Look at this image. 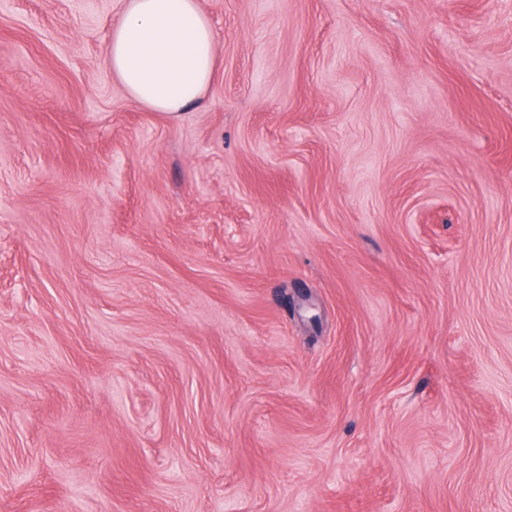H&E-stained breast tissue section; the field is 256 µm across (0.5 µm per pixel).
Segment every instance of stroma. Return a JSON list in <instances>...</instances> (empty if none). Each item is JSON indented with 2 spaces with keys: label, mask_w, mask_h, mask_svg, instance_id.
Segmentation results:
<instances>
[{
  "label": "stroma",
  "mask_w": 512,
  "mask_h": 512,
  "mask_svg": "<svg viewBox=\"0 0 512 512\" xmlns=\"http://www.w3.org/2000/svg\"><path fill=\"white\" fill-rule=\"evenodd\" d=\"M0 0V512H512V0ZM105 62L135 104L175 117L209 87L214 33L198 0H125Z\"/></svg>",
  "instance_id": "stroma-1"
}]
</instances>
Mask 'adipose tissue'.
Instances as JSON below:
<instances>
[{
  "mask_svg": "<svg viewBox=\"0 0 512 512\" xmlns=\"http://www.w3.org/2000/svg\"><path fill=\"white\" fill-rule=\"evenodd\" d=\"M105 62L132 102L174 117L212 81L213 28L198 0H126Z\"/></svg>",
  "mask_w": 512,
  "mask_h": 512,
  "instance_id": "adipose-tissue-1",
  "label": "adipose tissue"
}]
</instances>
